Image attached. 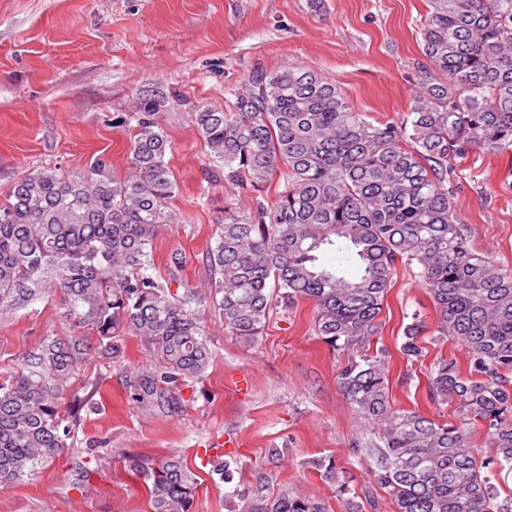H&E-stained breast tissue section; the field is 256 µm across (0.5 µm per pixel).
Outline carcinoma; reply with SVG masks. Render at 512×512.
Wrapping results in <instances>:
<instances>
[{
    "mask_svg": "<svg viewBox=\"0 0 512 512\" xmlns=\"http://www.w3.org/2000/svg\"><path fill=\"white\" fill-rule=\"evenodd\" d=\"M419 46L424 62L398 122L369 120L339 85L297 65L254 72L227 110L198 108L199 134L219 162L208 182L277 184L272 198L224 207L207 252L214 304L245 340L277 304L314 305L317 335L345 354L339 388L377 430L373 477L397 512H512V268L473 249L451 184L471 152L512 150V0H429ZM160 107L146 97L121 120L135 131L127 175L98 158L79 179L43 169L13 182L0 203V316L60 293V317L103 340L107 358L123 356L120 332L145 345L154 364L129 375L130 397L170 410L212 352L205 300L182 277V254L171 255L167 279L153 274L154 242L178 189ZM399 267L434 305V341L451 337L467 351V372L441 357L428 378V397L456 406L457 424L394 409L385 355L369 352ZM426 328L417 314L405 327L406 359L421 357ZM90 350L83 336L50 338L0 378L1 488L71 447L73 424L60 407ZM479 424L487 453L473 442ZM127 466L148 488L151 512H189L195 480L181 458L129 457ZM316 466L346 512H363L334 462ZM231 496L239 512H326L299 493L269 496L263 475Z\"/></svg>",
    "mask_w": 512,
    "mask_h": 512,
    "instance_id": "cac0c4a2",
    "label": "carcinoma"
}]
</instances>
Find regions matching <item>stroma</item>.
Returning <instances> with one entry per match:
<instances>
[{"mask_svg":"<svg viewBox=\"0 0 512 512\" xmlns=\"http://www.w3.org/2000/svg\"><path fill=\"white\" fill-rule=\"evenodd\" d=\"M428 10L427 0H0V201L34 169L76 178L101 157L126 175L130 133L116 119L142 97L165 96L161 119L178 191L168 204L172 221L155 242L156 273L166 276L178 251L184 278L208 289L206 255L225 203L248 204L256 194L205 183L212 162L197 107L224 108L230 90L253 72L299 64L335 81L356 111L398 120L423 59L418 30ZM511 169L512 152L477 150L454 174L455 208L476 252L509 267L512 188L503 178ZM57 309L52 295L0 317V376L17 371L46 338L72 335ZM416 313L436 320L423 288L397 270L370 348L388 354L394 408L445 423L455 408L429 399L428 373L442 356L467 366V352L451 340H427L422 357L405 360L400 346ZM313 314L307 301L275 310L249 343L207 307L213 361L170 412L138 404L126 391L127 376L153 363L139 340L124 337L117 361L93 353L64 392L65 400L88 403L71 449L0 488V512H150L148 492L125 459L174 454L197 478L189 512H234L231 488H249L259 473L271 494L299 491L323 500L328 512H345L316 466L328 458L354 475L364 512H396L387 489L368 477L378 453L357 441L372 430L339 390L344 357L315 335ZM217 459L230 463L232 483L214 471Z\"/></svg>","mask_w":512,"mask_h":512,"instance_id":"35a3bbf8","label":"stroma"}]
</instances>
